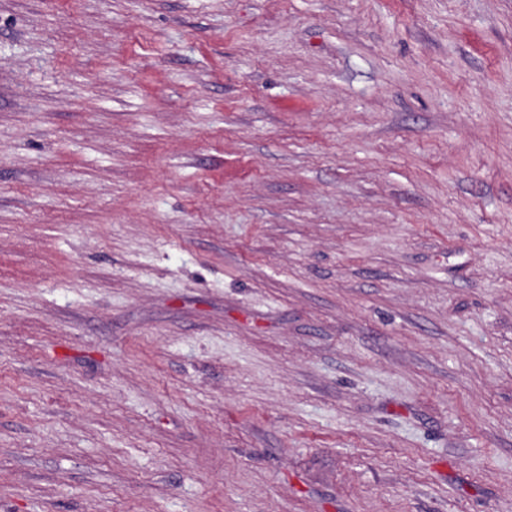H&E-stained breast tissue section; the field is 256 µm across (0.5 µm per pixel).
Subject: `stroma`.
Masks as SVG:
<instances>
[{
    "instance_id": "stroma-1",
    "label": "stroma",
    "mask_w": 512,
    "mask_h": 512,
    "mask_svg": "<svg viewBox=\"0 0 512 512\" xmlns=\"http://www.w3.org/2000/svg\"><path fill=\"white\" fill-rule=\"evenodd\" d=\"M0 512H512V0H0Z\"/></svg>"
}]
</instances>
